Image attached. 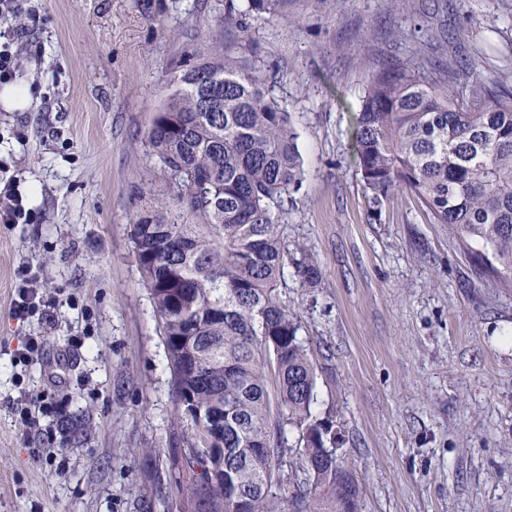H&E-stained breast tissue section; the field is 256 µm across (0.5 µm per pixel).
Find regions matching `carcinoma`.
<instances>
[{
	"label": "carcinoma",
	"mask_w": 512,
	"mask_h": 512,
	"mask_svg": "<svg viewBox=\"0 0 512 512\" xmlns=\"http://www.w3.org/2000/svg\"><path fill=\"white\" fill-rule=\"evenodd\" d=\"M281 0H226L224 23ZM352 155L373 210L409 191L471 256L512 288V71L452 61L433 76L413 58L368 74ZM290 113L267 79L215 43L187 58L156 111L148 146L174 189L131 238L162 325L188 455L167 459L181 512H350L354 474L336 425L312 414L316 367L277 288L322 272L281 247L280 216L301 185Z\"/></svg>",
	"instance_id": "1"
}]
</instances>
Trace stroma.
I'll use <instances>...</instances> for the list:
<instances>
[{"instance_id": "1", "label": "stroma", "mask_w": 512, "mask_h": 512, "mask_svg": "<svg viewBox=\"0 0 512 512\" xmlns=\"http://www.w3.org/2000/svg\"><path fill=\"white\" fill-rule=\"evenodd\" d=\"M18 52L32 107H0V180L30 212L0 222V512H166L182 444L161 324L130 230L171 185L147 138L180 62L221 43L290 112L303 180L280 223L318 287L286 272L317 367L314 406L343 434L358 512H512V288L397 190L371 215L351 155L366 74L426 49L423 0H282L225 24L224 0H34ZM459 48L512 70L499 0H450ZM38 273L36 307L14 314ZM52 321H45L43 311ZM41 337L38 362L14 354ZM39 417L22 425V412Z\"/></svg>"}]
</instances>
